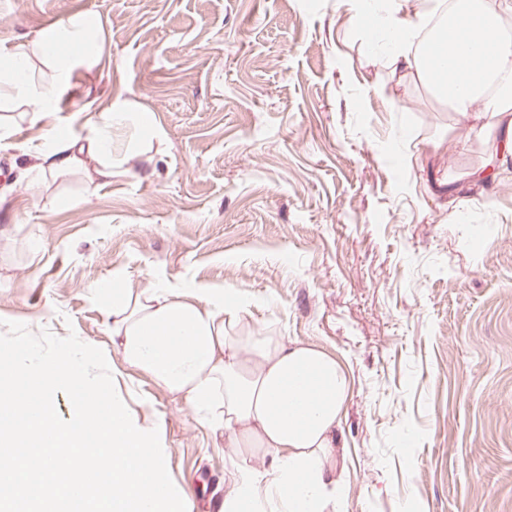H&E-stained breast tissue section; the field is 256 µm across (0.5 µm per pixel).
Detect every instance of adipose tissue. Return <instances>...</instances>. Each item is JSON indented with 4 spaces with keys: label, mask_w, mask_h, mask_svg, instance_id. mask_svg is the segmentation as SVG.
I'll list each match as a JSON object with an SVG mask.
<instances>
[{
    "label": "adipose tissue",
    "mask_w": 512,
    "mask_h": 512,
    "mask_svg": "<svg viewBox=\"0 0 512 512\" xmlns=\"http://www.w3.org/2000/svg\"><path fill=\"white\" fill-rule=\"evenodd\" d=\"M512 0H438L407 21L386 12L381 28L392 37L391 61L412 73L458 118L482 129L504 126L509 137L476 170L483 180L512 155V38L500 15ZM492 32L479 66L435 72L429 50L472 51L474 29ZM99 53L95 23L74 16L23 49L0 52V106L22 100L29 121L43 130L32 146L31 178L62 174L92 163L98 181L111 179L127 154L160 132L146 113L115 101L87 116L89 133L68 134L56 101L81 64ZM43 70L35 72L32 62ZM124 363L183 397L201 424L221 430L237 457L221 512H343L336 473L338 428L349 379L332 355L312 344L272 336L245 321L241 297L205 285L154 280L131 292L120 285L93 290Z\"/></svg>",
    "instance_id": "obj_1"
}]
</instances>
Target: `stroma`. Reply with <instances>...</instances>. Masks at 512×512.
I'll list each match as a JSON object with an SVG mask.
<instances>
[{
  "instance_id": "35a3bbf8",
  "label": "stroma",
  "mask_w": 512,
  "mask_h": 512,
  "mask_svg": "<svg viewBox=\"0 0 512 512\" xmlns=\"http://www.w3.org/2000/svg\"><path fill=\"white\" fill-rule=\"evenodd\" d=\"M86 13L102 54L60 115L82 136L88 104L126 101L162 136L110 182L33 183L42 130L0 112V320L103 350L191 512H215L236 455L113 349L91 290L117 268L134 292L233 289L250 325L336 357L348 512H512V158L470 177L499 133L380 57L356 0H0V49Z\"/></svg>"
}]
</instances>
